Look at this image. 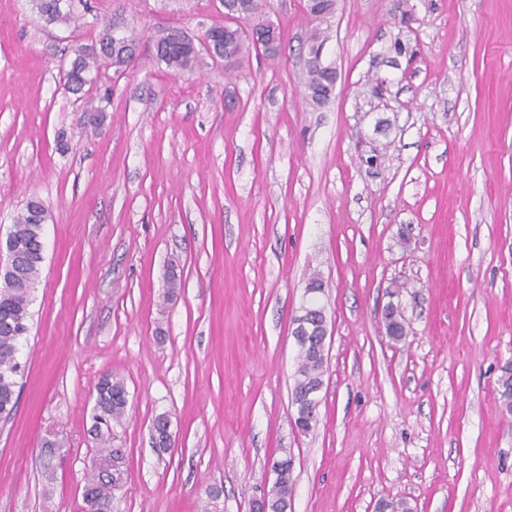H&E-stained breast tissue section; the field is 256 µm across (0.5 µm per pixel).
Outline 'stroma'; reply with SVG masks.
Instances as JSON below:
<instances>
[{"instance_id": "35a3bbf8", "label": "stroma", "mask_w": 512, "mask_h": 512, "mask_svg": "<svg viewBox=\"0 0 512 512\" xmlns=\"http://www.w3.org/2000/svg\"><path fill=\"white\" fill-rule=\"evenodd\" d=\"M94 2L141 39L224 22L222 0ZM265 10L276 58L203 46L177 71L144 50L76 93L71 48L97 29L0 0V241L29 199L48 211L26 371L0 421V512H84L106 373L128 391L115 512H201L212 484L224 512H252L284 449L291 512H512L497 394L512 361V0H338L323 27L338 81L319 106L304 0ZM314 275L328 362L303 434L292 319Z\"/></svg>"}]
</instances>
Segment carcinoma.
<instances>
[{
	"label": "carcinoma",
	"mask_w": 512,
	"mask_h": 512,
	"mask_svg": "<svg viewBox=\"0 0 512 512\" xmlns=\"http://www.w3.org/2000/svg\"><path fill=\"white\" fill-rule=\"evenodd\" d=\"M38 9L49 23H69L76 19L78 12L93 16L100 25L97 46H81L76 51L77 60L67 73L72 90L77 92L92 81V72L99 69L105 57L101 52L112 51L110 62L116 70L128 66L135 59L137 40L127 36L107 19H98L90 0H40ZM221 40L213 44L214 53H226L241 60L258 49L257 42L243 37L239 39L224 37V27L213 26L205 32V40L215 37ZM156 58L172 69L184 70L193 67L198 58L196 51L188 42L187 36L178 27H166L157 32L153 43ZM47 211L37 199L29 200L25 208L17 215L8 235L17 250L14 271L11 272L8 285L0 283V418L9 419L14 413L18 401V378L22 377L24 365L19 354L23 341L30 331L33 294L39 283L42 263L44 262L43 225ZM385 329L394 340L404 334V322L397 307L389 309ZM298 365L294 375L293 404L296 406L294 426L301 433H308L317 423L316 407L318 395L314 391L324 385L327 357L324 337L310 335L307 339L297 340ZM498 394L502 407L512 413V363L501 368L498 378ZM127 389L124 381L110 374L103 376L95 386V405L91 431L101 448L97 458L112 460V472L107 474L98 468H92L85 489L89 512H112L115 491L125 479V456L119 448L111 445L112 423L121 422L127 407ZM153 444L166 450L171 447L170 420L165 414L153 420ZM291 455L286 453L274 458L273 466L279 469V475L273 488L256 501L258 512H285L291 501L292 474L288 473ZM208 502L202 512H223L219 500L224 494L223 488L213 484L206 489Z\"/></svg>",
	"instance_id": "1"
}]
</instances>
